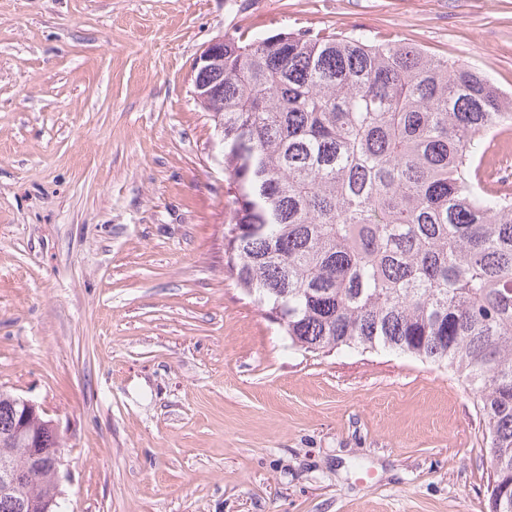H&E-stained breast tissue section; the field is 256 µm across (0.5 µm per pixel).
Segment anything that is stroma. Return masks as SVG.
I'll return each mask as SVG.
<instances>
[{"label": "stroma", "instance_id": "35a3bbf8", "mask_svg": "<svg viewBox=\"0 0 512 512\" xmlns=\"http://www.w3.org/2000/svg\"><path fill=\"white\" fill-rule=\"evenodd\" d=\"M305 29L512 100V0H0V389L60 426L61 512H490L458 374L300 349L224 267L195 63Z\"/></svg>", "mask_w": 512, "mask_h": 512}]
</instances>
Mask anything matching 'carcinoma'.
Returning a JSON list of instances; mask_svg holds the SVG:
<instances>
[{"mask_svg":"<svg viewBox=\"0 0 512 512\" xmlns=\"http://www.w3.org/2000/svg\"><path fill=\"white\" fill-rule=\"evenodd\" d=\"M230 209L225 268L310 352L388 349L444 364L474 393L512 512V196L488 185L485 142L512 103L484 74L401 42L305 31L224 40ZM20 492L51 497L14 439Z\"/></svg>","mask_w":512,"mask_h":512,"instance_id":"cac0c4a2","label":"carcinoma"}]
</instances>
